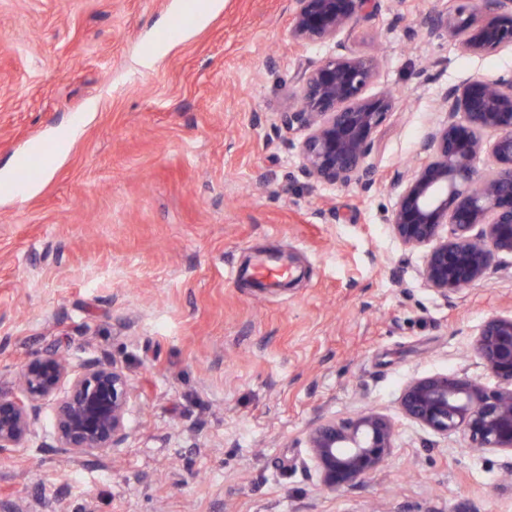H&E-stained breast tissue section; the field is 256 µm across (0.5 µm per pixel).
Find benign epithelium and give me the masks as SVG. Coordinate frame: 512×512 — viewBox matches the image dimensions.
Returning <instances> with one entry per match:
<instances>
[{"label":"benign epithelium","mask_w":512,"mask_h":512,"mask_svg":"<svg viewBox=\"0 0 512 512\" xmlns=\"http://www.w3.org/2000/svg\"><path fill=\"white\" fill-rule=\"evenodd\" d=\"M375 4L288 0L294 41L337 48L297 76V105L282 113L288 129L305 132L299 172L314 185H374L368 162L373 136L398 100L386 89L366 94L377 80L379 61L350 51L338 37ZM427 31L448 36L463 54L493 52L512 45V0H465L431 16ZM439 109L448 121L424 134L422 161L394 177L398 192L385 221L404 247H429L424 283L452 303L489 270L512 267V77H473L451 85L442 91ZM471 355L494 385L465 373L413 378L402 387L399 411L439 438L461 432L468 450L501 454L512 467V311L483 321ZM16 386L13 395L0 396V455L28 447L50 400L53 440L71 460L106 456L129 438L127 417L138 394L115 364H74L49 353L25 363ZM394 439L391 417L371 410L342 421L317 418L305 445L319 486L334 493L378 472Z\"/></svg>","instance_id":"obj_1"}]
</instances>
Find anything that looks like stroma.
Instances as JSON below:
<instances>
[{"label":"stroma","mask_w":512,"mask_h":512,"mask_svg":"<svg viewBox=\"0 0 512 512\" xmlns=\"http://www.w3.org/2000/svg\"><path fill=\"white\" fill-rule=\"evenodd\" d=\"M183 2L0 0V168L82 125L32 172L37 191L0 188V395L49 351L114 363L139 395L108 460L68 459L43 409L27 448L0 455V512H512L498 454L398 408L411 378L485 377L470 344L512 309V273L447 304L422 279L423 250L384 221L395 173L448 118L441 91L512 73V46L463 54L426 33L449 0H378L347 36L400 100L374 135L376 182L313 186L304 134L280 116L297 71L332 44L294 42L288 0H221L203 26ZM272 253L286 287L237 278ZM365 410L393 418L392 453L366 484L329 493L305 432Z\"/></svg>","instance_id":"1"}]
</instances>
